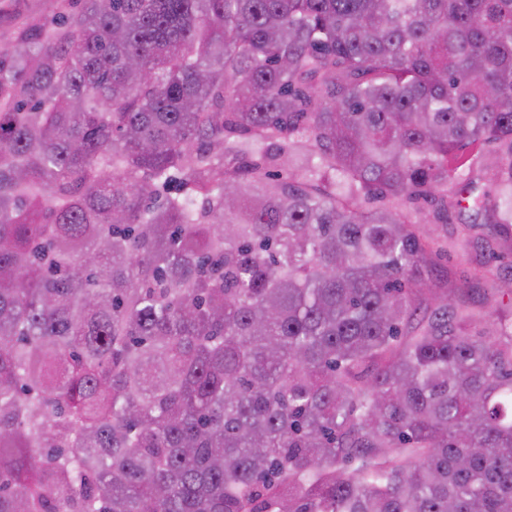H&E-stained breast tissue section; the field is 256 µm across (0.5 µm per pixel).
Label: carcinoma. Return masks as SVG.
<instances>
[{
  "label": "carcinoma",
  "mask_w": 512,
  "mask_h": 512,
  "mask_svg": "<svg viewBox=\"0 0 512 512\" xmlns=\"http://www.w3.org/2000/svg\"><path fill=\"white\" fill-rule=\"evenodd\" d=\"M450 187L512 255V0L15 19L0 512H512V285L435 277ZM489 149V146H485L481 150L465 147L459 150L458 153L468 158V163H470L473 168L474 177L477 181L479 190L495 196L499 193V188L496 185V179L493 172L486 170L483 166L489 157V154L486 153Z\"/></svg>",
  "instance_id": "carcinoma-1"
}]
</instances>
